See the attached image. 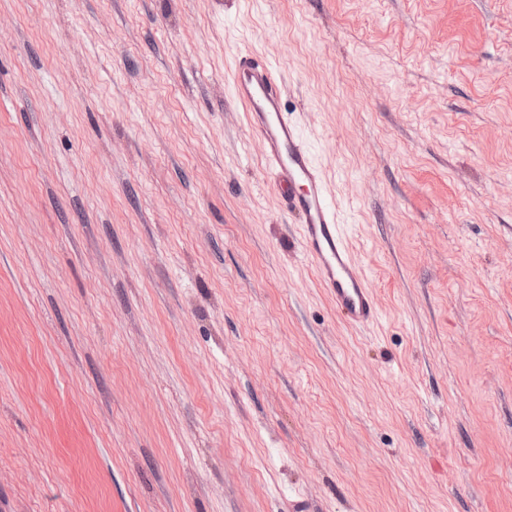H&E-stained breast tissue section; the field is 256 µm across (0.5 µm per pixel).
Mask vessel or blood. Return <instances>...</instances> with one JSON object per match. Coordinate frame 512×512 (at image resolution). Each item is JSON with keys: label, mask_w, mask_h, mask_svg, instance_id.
<instances>
[{"label": "vessel or blood", "mask_w": 512, "mask_h": 512, "mask_svg": "<svg viewBox=\"0 0 512 512\" xmlns=\"http://www.w3.org/2000/svg\"><path fill=\"white\" fill-rule=\"evenodd\" d=\"M232 81L234 97L243 106L252 133L264 145L273 188L288 212L300 217L302 246L333 305L351 325L366 327L376 322V294L350 252L322 171L286 116L276 67L241 51Z\"/></svg>", "instance_id": "vessel-or-blood-1"}]
</instances>
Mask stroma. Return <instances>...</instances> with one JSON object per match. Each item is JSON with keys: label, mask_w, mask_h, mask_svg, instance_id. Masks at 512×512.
Returning a JSON list of instances; mask_svg holds the SVG:
<instances>
[{"label": "stroma", "mask_w": 512, "mask_h": 512, "mask_svg": "<svg viewBox=\"0 0 512 512\" xmlns=\"http://www.w3.org/2000/svg\"><path fill=\"white\" fill-rule=\"evenodd\" d=\"M0 512H512V0H0ZM232 81L235 100L243 106L252 133L264 145L273 188L288 212L301 218L302 246L333 305L351 325L367 327L376 322V294L350 252L322 171L285 115L276 67L251 52L240 51Z\"/></svg>", "instance_id": "stroma-1"}]
</instances>
